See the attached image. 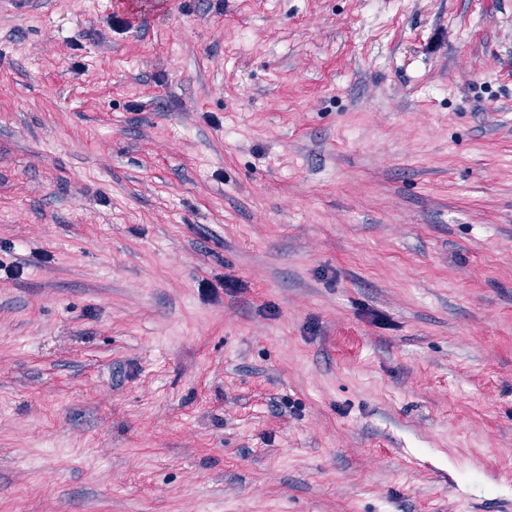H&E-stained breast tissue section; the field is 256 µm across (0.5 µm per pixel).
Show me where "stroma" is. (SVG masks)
Returning a JSON list of instances; mask_svg holds the SVG:
<instances>
[{
    "label": "stroma",
    "mask_w": 512,
    "mask_h": 512,
    "mask_svg": "<svg viewBox=\"0 0 512 512\" xmlns=\"http://www.w3.org/2000/svg\"><path fill=\"white\" fill-rule=\"evenodd\" d=\"M511 505L512 0L0 12V512Z\"/></svg>",
    "instance_id": "35a3bbf8"
}]
</instances>
